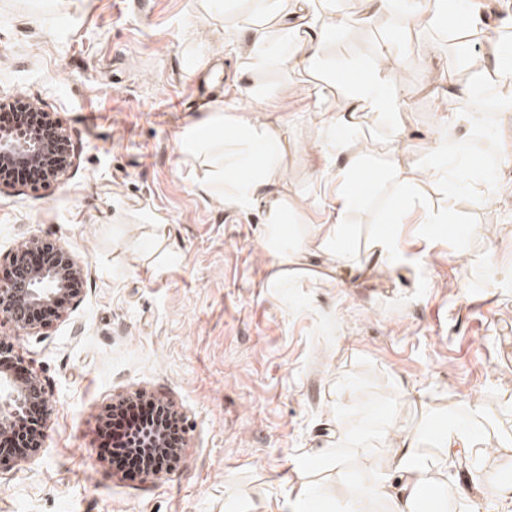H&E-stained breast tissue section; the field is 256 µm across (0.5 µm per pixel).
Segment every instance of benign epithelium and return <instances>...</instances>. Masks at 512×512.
<instances>
[{
    "instance_id": "benign-epithelium-1",
    "label": "benign epithelium",
    "mask_w": 512,
    "mask_h": 512,
    "mask_svg": "<svg viewBox=\"0 0 512 512\" xmlns=\"http://www.w3.org/2000/svg\"><path fill=\"white\" fill-rule=\"evenodd\" d=\"M72 155L70 139L64 134L49 143L32 128L0 131V163L52 158L57 162L56 176L60 178L70 168ZM53 249L55 255L36 274L26 266V249L15 251L11 258L14 275L0 283V319L11 323L18 333L35 328V323L26 317L28 310L48 305L62 294L70 299L81 294L84 266L64 248L55 244ZM35 403L40 405L43 419L49 420L51 398L42 383L35 378L24 382L0 365V441L12 437L18 418Z\"/></svg>"
}]
</instances>
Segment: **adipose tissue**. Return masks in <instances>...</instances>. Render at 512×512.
<instances>
[{
  "instance_id": "ef3b65f1",
  "label": "adipose tissue",
  "mask_w": 512,
  "mask_h": 512,
  "mask_svg": "<svg viewBox=\"0 0 512 512\" xmlns=\"http://www.w3.org/2000/svg\"><path fill=\"white\" fill-rule=\"evenodd\" d=\"M362 3L368 14L378 11L398 14L403 26L411 30L438 25L460 9V0H362ZM267 5L268 0H249L251 12L241 20L251 38L250 56L258 64L289 58L302 70H314L320 62L319 43L330 35L332 28L343 27L347 22L346 16L336 14L328 26L314 18L301 24L285 14L271 25L255 23L253 14L265 12ZM379 57L378 68L360 87L355 104L356 108L373 114L387 115L404 106L403 99L393 93L392 87L410 60L404 50L388 44L381 48ZM185 148L190 152L205 151L218 165L219 176L205 179L202 192L245 208L252 204L260 186L282 178L280 159L288 150V138L275 123L241 116L236 120L232 143H225L216 135L203 138L194 132ZM364 171L365 164L360 158L347 157L339 174L342 189L336 197L333 222L327 225L322 244H333L344 236L346 215L361 200L354 185ZM483 423L478 404H471L467 415L433 433L435 452L431 455L424 452L415 432L390 433L391 451L372 486L373 495L392 500V512H446L451 485L440 473L453 462L456 451H475L483 436Z\"/></svg>"
}]
</instances>
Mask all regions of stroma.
Listing matches in <instances>:
<instances>
[{
    "label": "stroma",
    "mask_w": 512,
    "mask_h": 512,
    "mask_svg": "<svg viewBox=\"0 0 512 512\" xmlns=\"http://www.w3.org/2000/svg\"><path fill=\"white\" fill-rule=\"evenodd\" d=\"M334 2L349 22L305 74L251 65L240 0L217 15L209 0H0V100L38 101L75 151L62 181L0 192V271L33 235L85 269L79 300L48 324L20 335L0 321L52 400L37 455L0 472V512H280L303 481L332 505L374 479L388 428L423 435L472 400L485 447L512 438V178L491 194L482 181L512 152V112L494 104L477 120L460 95L494 81L484 46L512 0H484L486 24L460 39L452 20L408 31ZM388 36L414 59L406 112L339 129ZM243 114L288 136L285 180L246 208L205 196L208 157L179 148L213 119L232 139ZM400 126L404 165L446 139L464 153L446 177L394 184L384 149ZM352 154L369 184L341 245L357 265L382 236L399 249L368 274L305 247ZM452 180L463 190L449 193ZM274 197L288 203L287 261L263 248ZM138 392L168 401L186 433L176 469L130 481L99 458L96 428ZM340 424L353 431L341 448Z\"/></svg>",
    "instance_id": "obj_1"
}]
</instances>
